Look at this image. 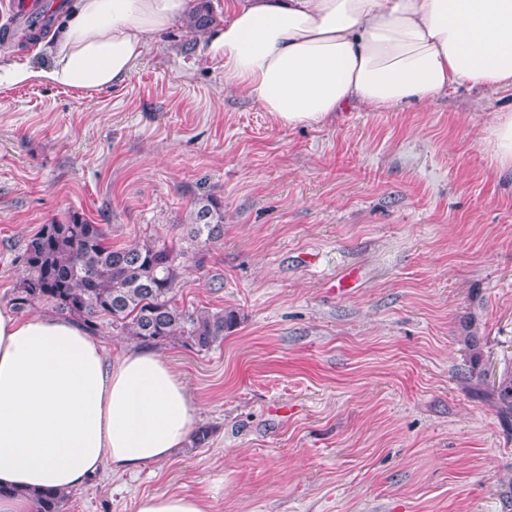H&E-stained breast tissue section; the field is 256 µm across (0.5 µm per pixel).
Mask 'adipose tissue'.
Instances as JSON below:
<instances>
[{"instance_id":"ef3b65f1","label":"adipose tissue","mask_w":512,"mask_h":512,"mask_svg":"<svg viewBox=\"0 0 512 512\" xmlns=\"http://www.w3.org/2000/svg\"><path fill=\"white\" fill-rule=\"evenodd\" d=\"M194 0H77L32 59L0 57V86L103 89L123 82ZM224 83L279 124L323 122L359 102H429L468 82L512 86V0H231L208 41ZM199 403L160 354L108 355L80 321L0 305V512L138 471L182 448ZM136 512H209L189 494Z\"/></svg>"}]
</instances>
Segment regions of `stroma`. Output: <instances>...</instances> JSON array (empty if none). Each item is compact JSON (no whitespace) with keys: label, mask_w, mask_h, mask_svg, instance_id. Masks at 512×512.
I'll list each match as a JSON object with an SVG mask.
<instances>
[{"label":"stroma","mask_w":512,"mask_h":512,"mask_svg":"<svg viewBox=\"0 0 512 512\" xmlns=\"http://www.w3.org/2000/svg\"><path fill=\"white\" fill-rule=\"evenodd\" d=\"M511 110L512 87L463 82L284 127L179 22L119 85L0 87V305L44 225L77 213L130 246L197 197L224 206L176 300L239 323L207 353L158 349L208 443L100 474L64 512L161 492L212 512H504L512 431L461 336L476 315L488 380L512 370V168L486 147Z\"/></svg>","instance_id":"obj_1"}]
</instances>
